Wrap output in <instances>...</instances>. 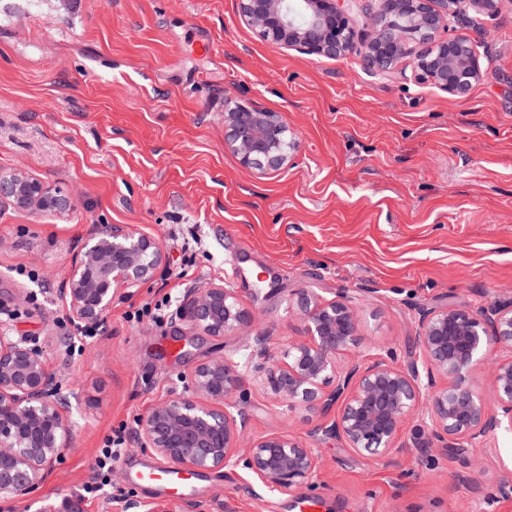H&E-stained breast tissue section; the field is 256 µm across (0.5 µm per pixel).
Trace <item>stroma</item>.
Masks as SVG:
<instances>
[{
    "label": "stroma",
    "mask_w": 512,
    "mask_h": 512,
    "mask_svg": "<svg viewBox=\"0 0 512 512\" xmlns=\"http://www.w3.org/2000/svg\"><path fill=\"white\" fill-rule=\"evenodd\" d=\"M350 0L355 48L309 56L263 41L237 0H0V172L23 170L68 194L73 208L40 215L0 201V327L41 347L70 395L74 427L43 481L0 498V512H41L70 499L81 512H136L148 493L127 463L153 455L128 440L96 496L83 488L114 429L135 431L157 402L186 393L184 375L235 357L244 333H194L183 295L226 281L272 344L303 335L296 293L349 294L363 310L359 352L418 358L417 307L475 308L512 298V0L452 22L477 44L482 75L450 96L408 79L411 58L385 74L361 64L365 12ZM281 112L299 149L288 168L256 176L224 147V102ZM153 238L154 278L116 297L97 336L67 325L61 290L72 257L105 227ZM37 269V279L27 278ZM169 298L162 323L127 320ZM247 434L288 431L312 443V482L270 490L237 468L194 497L203 512H512V430L468 451L481 491L445 450L371 459L335 440L311 442L313 414L283 413L251 381L236 393Z\"/></svg>",
    "instance_id": "35a3bbf8"
}]
</instances>
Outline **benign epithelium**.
I'll use <instances>...</instances> for the list:
<instances>
[{"label":"benign epithelium","instance_id":"1","mask_svg":"<svg viewBox=\"0 0 512 512\" xmlns=\"http://www.w3.org/2000/svg\"><path fill=\"white\" fill-rule=\"evenodd\" d=\"M347 0H303L310 16L294 26L284 0H239L242 19L258 35L284 49L317 57L345 55L354 30ZM463 0H384L367 21L361 63L387 73L412 52L414 78L456 97L469 93L481 75L477 49L449 30L447 17ZM224 148L242 166L264 175L288 168L298 139L282 113L242 102H224ZM37 213L63 214L72 198L23 172L0 173V200ZM164 260L156 242L126 225H113L89 239L71 263L62 289L67 309L79 325H96L117 294L148 282ZM304 335L274 347L262 331L248 337L247 375L290 410L319 415L310 437L335 439L354 453L386 458L403 451L398 435L420 418L428 431L415 443L422 454L436 443L453 459L512 428V299L494 300L476 311L422 308L417 343L422 357L407 368L391 356L371 354L348 365L341 357L357 347L363 315L355 298L342 294L324 301L301 292L290 304ZM180 316L214 337L252 322L224 282L186 292ZM490 363L489 396L469 384L471 373ZM192 393L167 398L143 415L136 430L140 447L183 469L234 470L243 466L271 490H291L308 482L319 465L313 449L286 431L244 443L249 414L234 394L242 383L238 365L216 358L186 377ZM69 397L53 385L43 351L0 329V495L35 488L52 467L72 432ZM142 512H197L190 501L141 504Z\"/></svg>","mask_w":512,"mask_h":512}]
</instances>
